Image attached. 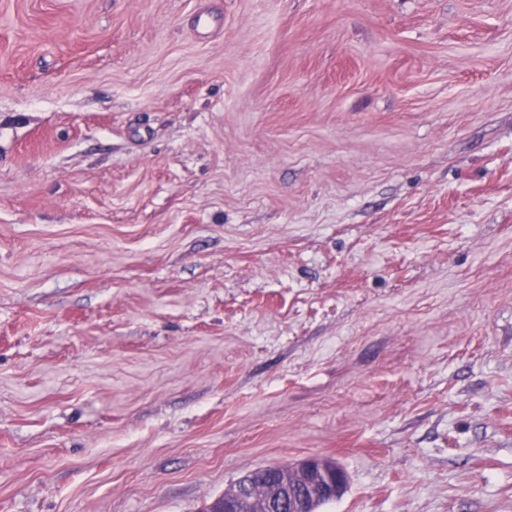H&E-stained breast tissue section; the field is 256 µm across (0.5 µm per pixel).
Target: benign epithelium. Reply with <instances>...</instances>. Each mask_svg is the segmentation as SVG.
<instances>
[{
	"mask_svg": "<svg viewBox=\"0 0 512 512\" xmlns=\"http://www.w3.org/2000/svg\"><path fill=\"white\" fill-rule=\"evenodd\" d=\"M347 476L334 461L308 457L288 470V474L271 484L263 499L247 498L245 486L237 482L224 491V512H270L271 509L294 502L297 495L316 503L320 499H337L345 489Z\"/></svg>",
	"mask_w": 512,
	"mask_h": 512,
	"instance_id": "1",
	"label": "benign epithelium"
}]
</instances>
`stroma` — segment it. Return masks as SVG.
<instances>
[{
    "label": "stroma",
    "mask_w": 512,
    "mask_h": 512,
    "mask_svg": "<svg viewBox=\"0 0 512 512\" xmlns=\"http://www.w3.org/2000/svg\"><path fill=\"white\" fill-rule=\"evenodd\" d=\"M512 512V0H0V512ZM285 470L288 474L271 484L267 497L265 485L255 482L250 488V495L255 498L247 499L245 486L239 479L230 489L224 491V495L202 511L223 512L214 509L221 507L224 500V512H271L270 509L281 507L287 500L289 506L298 493L313 504L321 498L335 500L342 494L347 483L344 470L335 461L321 457H308L292 469ZM262 496L265 498L258 499Z\"/></svg>",
    "instance_id": "stroma-1"
}]
</instances>
